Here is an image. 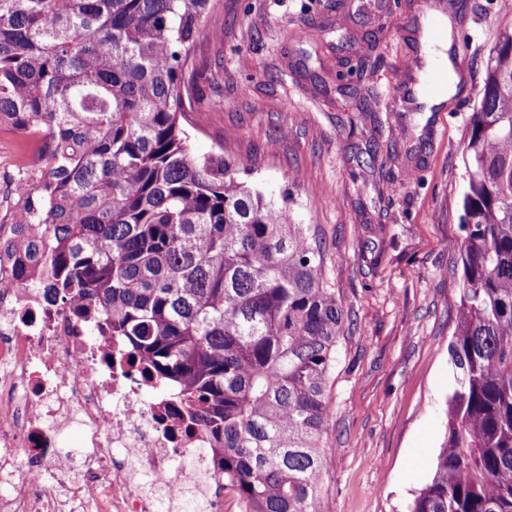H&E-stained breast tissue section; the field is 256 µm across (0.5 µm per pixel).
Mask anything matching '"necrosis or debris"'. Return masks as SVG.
<instances>
[{
    "label": "necrosis or debris",
    "instance_id": "obj_1",
    "mask_svg": "<svg viewBox=\"0 0 512 512\" xmlns=\"http://www.w3.org/2000/svg\"><path fill=\"white\" fill-rule=\"evenodd\" d=\"M0 262V512H224L209 437L126 362L102 313L13 287ZM80 447L65 448L70 427Z\"/></svg>",
    "mask_w": 512,
    "mask_h": 512
}]
</instances>
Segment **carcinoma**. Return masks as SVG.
Instances as JSON below:
<instances>
[{
	"instance_id": "obj_1",
	"label": "carcinoma",
	"mask_w": 512,
	"mask_h": 512,
	"mask_svg": "<svg viewBox=\"0 0 512 512\" xmlns=\"http://www.w3.org/2000/svg\"><path fill=\"white\" fill-rule=\"evenodd\" d=\"M216 0H0V127L40 134L17 185L16 287L103 313L129 364L177 391L245 512H326L328 384L344 310L307 224L195 155L188 73ZM466 130L455 386L408 512H512V31Z\"/></svg>"
}]
</instances>
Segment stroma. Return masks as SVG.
<instances>
[{
  "label": "stroma",
  "instance_id": "stroma-1",
  "mask_svg": "<svg viewBox=\"0 0 512 512\" xmlns=\"http://www.w3.org/2000/svg\"><path fill=\"white\" fill-rule=\"evenodd\" d=\"M427 0H218L195 54L197 154L224 151L323 242L345 312L330 382L327 512H407L431 479L454 385L464 133L512 0H451L463 90L394 111ZM363 52V73L338 80Z\"/></svg>",
  "mask_w": 512,
  "mask_h": 512
}]
</instances>
